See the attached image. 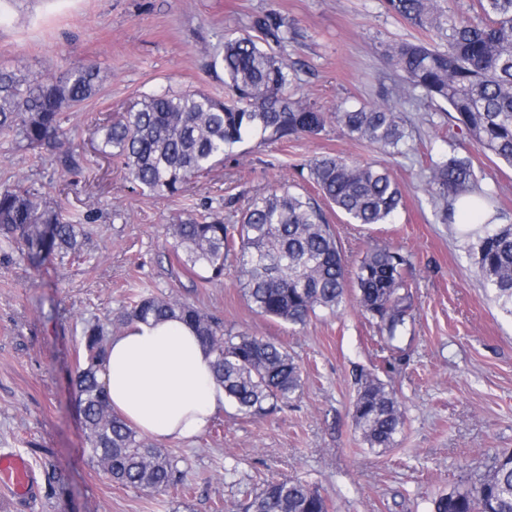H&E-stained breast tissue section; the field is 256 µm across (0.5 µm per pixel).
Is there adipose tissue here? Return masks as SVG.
I'll list each match as a JSON object with an SVG mask.
<instances>
[{
  "instance_id": "ef3b65f1",
  "label": "adipose tissue",
  "mask_w": 512,
  "mask_h": 512,
  "mask_svg": "<svg viewBox=\"0 0 512 512\" xmlns=\"http://www.w3.org/2000/svg\"><path fill=\"white\" fill-rule=\"evenodd\" d=\"M212 362L184 322H135L111 336L100 377L129 425L160 442L181 441L206 431L227 404Z\"/></svg>"
}]
</instances>
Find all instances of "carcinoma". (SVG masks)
Returning <instances> with one entry per match:
<instances>
[{"label": "carcinoma", "mask_w": 512, "mask_h": 512, "mask_svg": "<svg viewBox=\"0 0 512 512\" xmlns=\"http://www.w3.org/2000/svg\"><path fill=\"white\" fill-rule=\"evenodd\" d=\"M386 4L439 41L437 48L384 45L387 62L401 73L396 96L429 107L446 104V113L485 155L512 165V0H476L473 16L455 14L447 0ZM251 27L253 35L224 39L218 63L227 97L201 91L147 96L117 121L98 125V152L119 161L144 191L168 198L246 141L316 136L329 122L386 154L414 150L406 121L386 102L323 112L289 96L285 50L296 40L295 28L276 14L254 17ZM99 82L95 66L49 82L1 67L0 137L46 149L64 171L75 170L80 153L59 140L64 112L95 95ZM308 174L322 199L350 224H390L403 206L400 185L373 162L322 155L310 162ZM423 190L443 224L457 223L456 203L462 198L477 195L486 206L495 202L478 186L472 159L454 149L429 157ZM88 220L87 215H65L23 183L0 189V231L23 243L22 255L32 265L48 257L61 263L80 258ZM169 235L178 262L206 272L207 283L224 277L227 257L237 251L239 285L252 310L264 318L303 326L319 311L336 313L352 296L388 341L407 328L409 258L393 245H375L349 269L317 201L286 186L254 197L238 224L224 223L220 210L206 206L198 216L170 225ZM461 236L484 287L512 316V224H465ZM163 318L195 329L214 357L217 382L241 416L276 413L301 386L300 367L286 346L232 333L193 304L135 291L118 324ZM108 341L104 325L85 323L74 385L89 456L120 485L145 491L175 488L182 481L179 458L149 444L112 410L98 375ZM353 421L370 449L392 447L404 426L394 390L370 375L360 379ZM244 512H328V504L308 483L271 480L249 495ZM433 512H512V453L497 457L476 481L437 497Z\"/></svg>", "instance_id": "carcinoma-1"}]
</instances>
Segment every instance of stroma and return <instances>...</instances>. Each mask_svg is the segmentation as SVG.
Wrapping results in <instances>:
<instances>
[{"mask_svg": "<svg viewBox=\"0 0 512 512\" xmlns=\"http://www.w3.org/2000/svg\"><path fill=\"white\" fill-rule=\"evenodd\" d=\"M265 13L298 33L288 48L290 94L325 112L378 103L393 85L384 45L427 38L384 0H0V67L46 77L100 70L99 92L67 110L62 125L64 138L81 146L77 170L63 172L48 151L0 137V188L22 182L92 217L82 257L71 264L29 266L0 233V450L25 456L40 483L21 512H239L247 492L272 477L317 486L329 512H431L437 496L512 452V317L485 291L457 225L436 220L423 190L429 156L456 143L480 187L496 193L499 223L512 224V167L486 157L441 109L392 98L414 128L415 148L404 156L330 123L314 137L245 142L168 199L143 195L97 152V124L143 96L224 95V76L212 66L224 37L248 32ZM328 154L377 161L404 191L391 224H351L326 212L349 266L374 244L408 255L412 322L395 341L351 302L302 327L265 319L240 288L235 256L210 284L171 248L169 225L202 203L222 207L225 223L235 224L272 183L315 195L303 167ZM136 290L191 302L227 330L284 344L302 371L301 389L278 413L249 419L228 407L202 435L165 443L185 477L161 493L114 483L92 462L74 395L85 322L110 325ZM362 372L392 387L404 410L402 432L380 453L363 444L352 419Z\"/></svg>", "mask_w": 512, "mask_h": 512, "instance_id": "stroma-1", "label": "stroma"}]
</instances>
